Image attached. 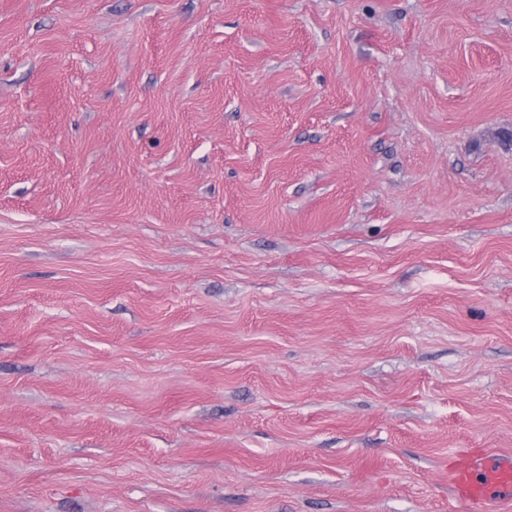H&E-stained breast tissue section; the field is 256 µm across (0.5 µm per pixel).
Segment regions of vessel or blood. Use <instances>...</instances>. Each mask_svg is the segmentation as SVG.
<instances>
[{"mask_svg": "<svg viewBox=\"0 0 512 512\" xmlns=\"http://www.w3.org/2000/svg\"><path fill=\"white\" fill-rule=\"evenodd\" d=\"M455 498L473 504H494L512 512V453L482 448L462 458L449 479Z\"/></svg>", "mask_w": 512, "mask_h": 512, "instance_id": "1", "label": "vessel or blood"}]
</instances>
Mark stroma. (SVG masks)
I'll list each match as a JSON object with an SVG mask.
<instances>
[{"instance_id": "obj_1", "label": "stroma", "mask_w": 512, "mask_h": 512, "mask_svg": "<svg viewBox=\"0 0 512 512\" xmlns=\"http://www.w3.org/2000/svg\"><path fill=\"white\" fill-rule=\"evenodd\" d=\"M512 0H0V512H494ZM448 478L455 498L472 505L491 503L499 511H511L512 453L481 448L464 456Z\"/></svg>"}]
</instances>
